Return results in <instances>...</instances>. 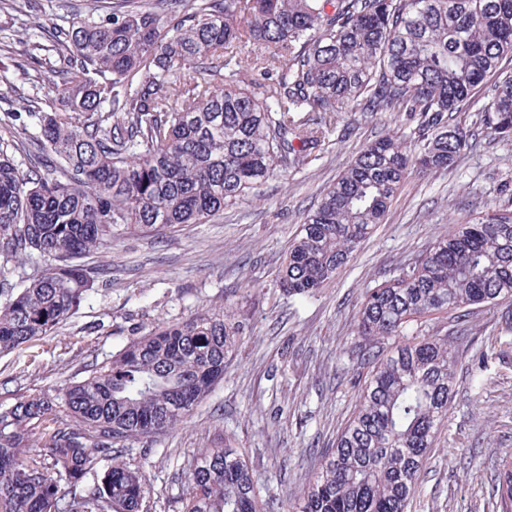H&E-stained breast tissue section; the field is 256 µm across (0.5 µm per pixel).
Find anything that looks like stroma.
Returning a JSON list of instances; mask_svg holds the SVG:
<instances>
[{
	"instance_id": "35a3bbf8",
	"label": "stroma",
	"mask_w": 512,
	"mask_h": 512,
	"mask_svg": "<svg viewBox=\"0 0 512 512\" xmlns=\"http://www.w3.org/2000/svg\"><path fill=\"white\" fill-rule=\"evenodd\" d=\"M405 112H340L304 165L269 180L205 224L127 233L90 255L104 286L52 335L0 355L13 393L56 394L156 325L210 309L242 325L223 380L176 429L120 443L149 495L143 512H183L185 476L203 449L232 439L258 496L288 505L353 415L369 377L356 314L370 288L398 274L454 225L512 210V139L476 137L448 168L409 176L383 224L310 297L281 288L277 271L322 191L366 141L413 142ZM512 304L479 308L464 334L450 312L414 317L411 329L456 336L460 363L448 417L436 434L407 512H498L491 479L512 453Z\"/></svg>"
}]
</instances>
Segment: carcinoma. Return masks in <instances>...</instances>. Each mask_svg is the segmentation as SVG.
I'll return each instance as SVG.
<instances>
[{"instance_id":"carcinoma-1","label":"carcinoma","mask_w":512,"mask_h":512,"mask_svg":"<svg viewBox=\"0 0 512 512\" xmlns=\"http://www.w3.org/2000/svg\"><path fill=\"white\" fill-rule=\"evenodd\" d=\"M85 0L40 13L15 35L30 58L63 62L47 81L62 104L0 76V258L33 271L0 302V354L46 336L102 283L82 258L131 229L204 224L302 164L319 123L298 112H407L415 144L365 143L288 246L283 290L306 297L383 223L414 172L452 165L480 129L512 138V0ZM279 70L256 92L248 77ZM476 127L452 122L490 77ZM512 302V212L458 224L414 264L368 291L357 335L403 336L365 350L372 370L352 418L289 512H405L454 395L455 349L406 336L410 318ZM220 308L157 326L57 395L0 401V512H140L148 489L113 446L187 420L224 379L240 340ZM39 436L43 451L34 449ZM109 461L103 472L96 461ZM185 512H261L253 472L230 442L203 450Z\"/></svg>"}]
</instances>
